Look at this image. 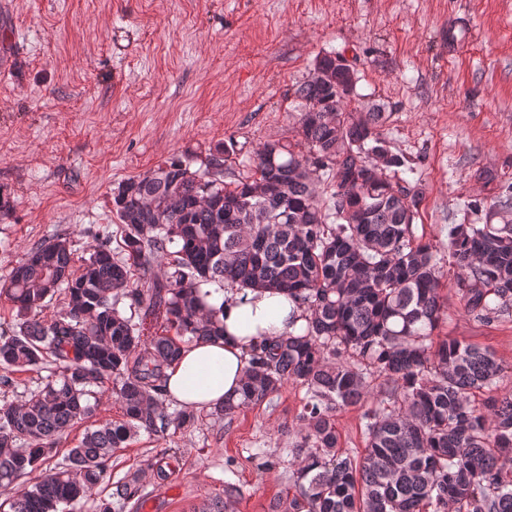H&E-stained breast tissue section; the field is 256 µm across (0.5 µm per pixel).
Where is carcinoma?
Wrapping results in <instances>:
<instances>
[{
    "label": "carcinoma",
    "mask_w": 512,
    "mask_h": 512,
    "mask_svg": "<svg viewBox=\"0 0 512 512\" xmlns=\"http://www.w3.org/2000/svg\"><path fill=\"white\" fill-rule=\"evenodd\" d=\"M355 67L342 52L317 58L295 90L299 136L264 143L230 182L225 145L198 169L175 158L113 189L111 225L79 268L72 241L33 242L0 277L14 321L0 332V389L12 375H48L21 404L0 403L5 512H75L105 484L96 512L143 499L141 474L112 480V455L140 432L193 426L167 412L166 370L184 346L224 335V308L203 286L288 294L298 331L252 349L238 398L216 420L277 394L306 389L288 449L295 493L276 512H512V389L489 351L434 338L444 316L441 248L416 235L411 161L390 149L385 103L355 112ZM482 223L448 225L451 287L480 322L512 314V183L464 205ZM60 308L50 317L44 312ZM112 382L122 418L90 425ZM362 405L366 446L340 448L336 412ZM88 424L60 460L63 434ZM49 466L44 477L18 486Z\"/></svg>",
    "instance_id": "carcinoma-1"
}]
</instances>
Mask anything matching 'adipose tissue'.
I'll list each match as a JSON object with an SVG mask.
<instances>
[{
	"mask_svg": "<svg viewBox=\"0 0 512 512\" xmlns=\"http://www.w3.org/2000/svg\"><path fill=\"white\" fill-rule=\"evenodd\" d=\"M209 291V305L224 309V335L185 347L166 382L168 398L196 410L235 397L248 370L251 345L294 331L293 321L300 314L282 292L258 289L234 296L215 285Z\"/></svg>",
	"mask_w": 512,
	"mask_h": 512,
	"instance_id": "1",
	"label": "adipose tissue"
}]
</instances>
